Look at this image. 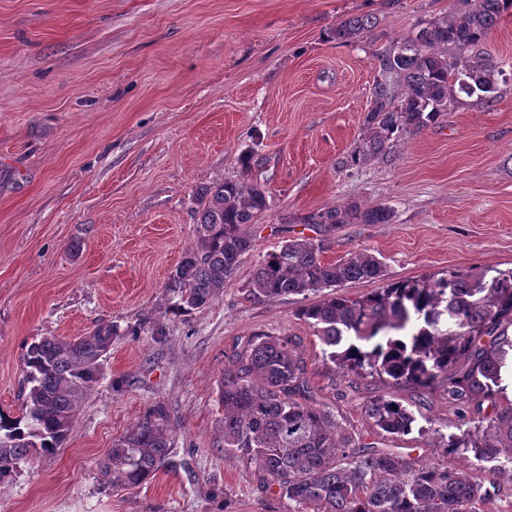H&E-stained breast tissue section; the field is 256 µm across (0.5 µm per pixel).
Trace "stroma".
Wrapping results in <instances>:
<instances>
[{
	"label": "stroma",
	"mask_w": 512,
	"mask_h": 512,
	"mask_svg": "<svg viewBox=\"0 0 512 512\" xmlns=\"http://www.w3.org/2000/svg\"><path fill=\"white\" fill-rule=\"evenodd\" d=\"M464 0H0V410L22 407L21 357L44 336L119 334L64 448L0 481V512H298L224 453L218 381L258 332L303 341L321 404L362 442L458 465L434 445L455 430L442 389L391 388L322 356L303 299L249 301L262 255L313 237L297 215L353 203L388 224H348L323 253L376 256L385 281L512 268V14L479 45L499 62L495 100L460 96L442 122L359 168L378 55ZM368 35L340 43L346 17ZM255 163L243 170L240 157ZM265 185L269 207L224 292L184 314L166 288L195 240L198 194L217 179ZM162 324L165 335L152 333ZM395 394L429 435L375 433L364 410ZM163 407L172 453L154 478L115 487L112 444ZM376 24V18L370 15L350 16L337 23L331 33L336 41L349 43L372 31Z\"/></svg>",
	"instance_id": "obj_1"
}]
</instances>
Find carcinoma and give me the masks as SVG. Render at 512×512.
<instances>
[{
  "label": "carcinoma",
  "instance_id": "obj_1",
  "mask_svg": "<svg viewBox=\"0 0 512 512\" xmlns=\"http://www.w3.org/2000/svg\"><path fill=\"white\" fill-rule=\"evenodd\" d=\"M512 0H471L461 14L425 23L381 54V80L365 115L367 135L342 161L361 166L383 156L394 141L435 125L457 94L488 102L500 68L471 53ZM370 15L350 16L332 30L353 42L376 26ZM196 241L166 285L185 313L208 307L224 292L242 256L254 246L253 227L268 208L266 188L255 182L220 179L198 199ZM383 205L309 211L297 224L318 237H293L266 253L245 288L251 300L321 293L297 315L342 373L368 374L393 387L441 385L456 409L457 432L437 434L445 454H472L462 466L420 464L359 439L310 395L298 336L256 334L224 362L218 383L224 408V453L258 465L259 485L275 486L301 512H491L495 484L512 464V401L500 403L502 368L512 352V269L490 276L452 270L415 280L393 281L352 299L340 293L350 282L380 280L375 256L355 252L334 262L322 253L346 224H388ZM110 324L86 336L44 337L22 357L21 413L0 411V480L29 459L63 446L81 405L103 374L112 339ZM491 406L486 411L484 405ZM371 429L395 437L427 433L414 411L395 396L365 407ZM167 415L154 409L112 444L102 470L112 485L136 487L168 460ZM497 462L487 470L484 462Z\"/></svg>",
  "mask_w": 512,
  "mask_h": 512
}]
</instances>
